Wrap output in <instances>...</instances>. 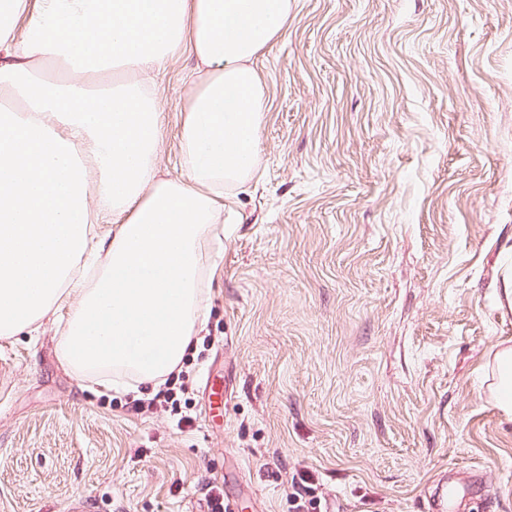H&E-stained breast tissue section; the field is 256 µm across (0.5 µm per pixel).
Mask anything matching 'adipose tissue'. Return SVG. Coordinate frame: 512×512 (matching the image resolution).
I'll list each match as a JSON object with an SVG mask.
<instances>
[{"label":"adipose tissue","mask_w":512,"mask_h":512,"mask_svg":"<svg viewBox=\"0 0 512 512\" xmlns=\"http://www.w3.org/2000/svg\"><path fill=\"white\" fill-rule=\"evenodd\" d=\"M290 0H0V337L68 309L59 359L105 390L159 388L208 318L204 274L237 195L259 180L266 108L256 61ZM194 66L163 176L148 72ZM64 67L62 80L45 77ZM112 71L124 79L102 84ZM112 221L100 236L95 224ZM490 401L512 422V345Z\"/></svg>","instance_id":"ef3b65f1"}]
</instances>
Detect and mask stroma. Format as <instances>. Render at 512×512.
Returning <instances> with one entry per match:
<instances>
[{
    "mask_svg": "<svg viewBox=\"0 0 512 512\" xmlns=\"http://www.w3.org/2000/svg\"><path fill=\"white\" fill-rule=\"evenodd\" d=\"M259 57L258 184L187 357L192 424L57 358L51 321L0 338V512H429L437 483L512 512V0H290ZM192 62L154 77L182 176ZM305 478L303 509L292 481ZM491 367L490 401L503 418L512 422V345L495 351Z\"/></svg>",
    "mask_w": 512,
    "mask_h": 512,
    "instance_id": "35a3bbf8",
    "label": "stroma"
}]
</instances>
